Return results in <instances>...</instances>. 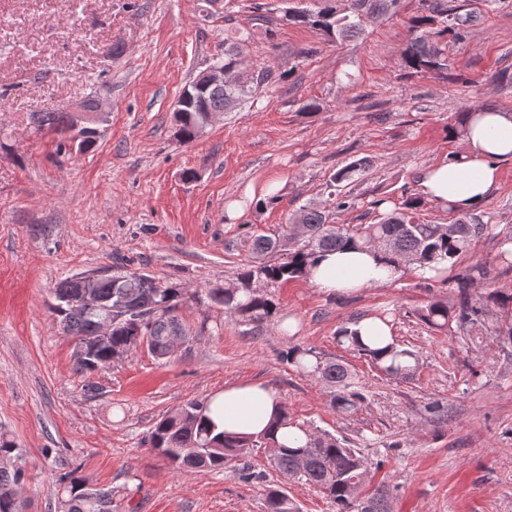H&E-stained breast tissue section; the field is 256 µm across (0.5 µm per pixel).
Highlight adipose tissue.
Wrapping results in <instances>:
<instances>
[{"label":"adipose tissue","instance_id":"adipose-tissue-1","mask_svg":"<svg viewBox=\"0 0 512 512\" xmlns=\"http://www.w3.org/2000/svg\"><path fill=\"white\" fill-rule=\"evenodd\" d=\"M512 158V115L480 109L468 124L464 148L423 169L421 196L440 207L468 213L483 206L495 189L502 161ZM311 282L328 293H346L388 283L389 273L373 252L347 249L318 256ZM282 402L266 384L250 381L228 386L207 402L205 421L216 431L242 439L273 435L277 444L297 447L306 441L302 426L277 425Z\"/></svg>","mask_w":512,"mask_h":512}]
</instances>
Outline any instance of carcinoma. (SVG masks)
<instances>
[{
  "label": "carcinoma",
  "mask_w": 512,
  "mask_h": 512,
  "mask_svg": "<svg viewBox=\"0 0 512 512\" xmlns=\"http://www.w3.org/2000/svg\"><path fill=\"white\" fill-rule=\"evenodd\" d=\"M314 9H288V21L318 29L332 40H343L362 34L365 24L373 17L385 16L396 10L398 0H317ZM426 13L414 16L409 24L413 38L403 51L404 66L415 73L448 72V58L442 41L450 38L461 41L480 22L474 11L460 13V7L446 0H424ZM249 34L241 32L231 44H224V55L213 62L224 65L236 78L218 89L195 94L197 81L189 83L179 96L181 118L174 137L182 144L195 140L197 128L210 112L234 110L252 97L260 85L272 83L275 70L263 66L253 71L241 70L243 46ZM471 110L455 113L448 124V136L464 135ZM31 119L39 129L47 128L64 135L58 147L63 149L74 140L68 113L38 110ZM370 160L362 158L339 170L331 177L333 184L349 181L365 172ZM352 207L345 196L328 199L323 205H308L297 211L298 223L305 225V234L295 244L286 243L287 230L274 234L247 237L253 263L239 273V283L233 288L206 289L205 299L224 307L242 319L260 325L270 320L277 304L267 291H256L252 284L260 279L266 286L305 277L307 266L316 254L323 251L358 248L373 249L383 261L399 272L406 266L423 270L438 265L437 276L453 269L458 259L471 252L475 242L488 229L485 213H465L449 224H428L415 219L418 201L410 199L401 207L381 214L375 224H333L336 211ZM487 278L486 264L478 261L468 271L456 277L453 303L444 299L430 302L420 313L421 320L437 330L456 325L460 330L495 321L493 332L512 343V290L499 288L477 289ZM80 289L75 278L60 281L54 289L56 315L62 332L74 339L75 346L89 343L97 336V324L109 307L124 305L125 317L112 323V334L101 344L92 358L76 357L77 370L93 372L110 365L133 349L139 336L147 341L150 353L163 359L168 337L175 332L187 333L177 312L187 299L189 290L174 281L159 282L140 273L122 270L104 271L98 280V305L88 307L79 299ZM337 341L348 350L368 357L383 373L394 378L410 379L419 367L414 352L393 342L385 355L360 343L356 332L344 328ZM283 359L299 372L316 377L331 389L332 407L340 413L357 410L363 395L353 388V374L343 363L324 360L315 351L290 347ZM204 404L188 401L157 422L150 432L149 445L164 457L173 471L221 470L224 465L247 454L252 448H274L272 467L281 473H299V478L314 486L329 499L335 512H364L353 499L351 486L366 483L370 470L367 461L354 449L338 439L320 432L308 434L304 447L281 450L273 438L257 440L228 438L214 433L202 418ZM24 475L19 468L0 467V512H24L22 498ZM55 498L57 512H112V490L97 487L75 468L57 481ZM372 512H390L389 492L383 486L370 493ZM267 512H294L296 506L281 490L267 495Z\"/></svg>",
  "instance_id": "obj_1"
}]
</instances>
